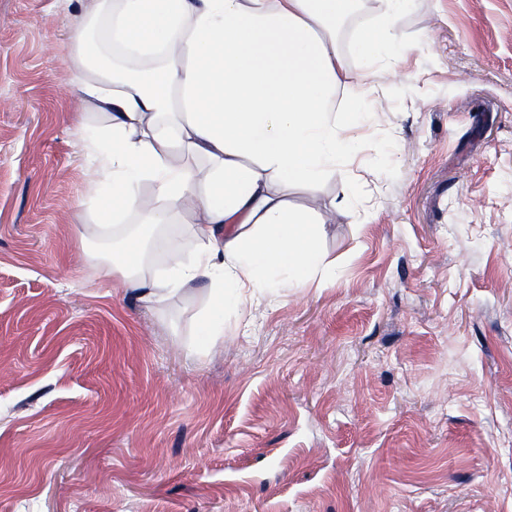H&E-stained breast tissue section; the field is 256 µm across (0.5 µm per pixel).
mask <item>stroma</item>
I'll return each instance as SVG.
<instances>
[{"label": "stroma", "instance_id": "stroma-1", "mask_svg": "<svg viewBox=\"0 0 512 512\" xmlns=\"http://www.w3.org/2000/svg\"><path fill=\"white\" fill-rule=\"evenodd\" d=\"M336 37L358 150L288 202L323 285L205 336L98 226L80 0H0V512H512V0H414L394 62Z\"/></svg>", "mask_w": 512, "mask_h": 512}]
</instances>
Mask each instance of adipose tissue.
I'll list each match as a JSON object with an SVG mask.
<instances>
[{
	"label": "adipose tissue",
	"instance_id": "obj_1",
	"mask_svg": "<svg viewBox=\"0 0 512 512\" xmlns=\"http://www.w3.org/2000/svg\"><path fill=\"white\" fill-rule=\"evenodd\" d=\"M347 0H123L113 31L137 50L161 51L156 69H97L87 103L108 111L106 132L82 148L112 191L101 211L146 212L164 224L188 209L202 247L186 263L169 251L177 281L136 279L141 235L113 231L122 247L99 266L160 303L176 286L211 281L207 315L237 306L248 288L325 280V223L293 211L289 187L322 181L355 145L339 122L346 91L336 32ZM379 26L361 36L369 56L397 39L411 0H385ZM153 186V207L138 190Z\"/></svg>",
	"mask_w": 512,
	"mask_h": 512
}]
</instances>
